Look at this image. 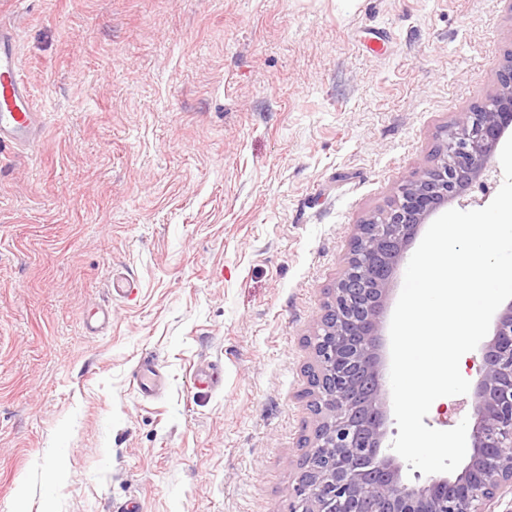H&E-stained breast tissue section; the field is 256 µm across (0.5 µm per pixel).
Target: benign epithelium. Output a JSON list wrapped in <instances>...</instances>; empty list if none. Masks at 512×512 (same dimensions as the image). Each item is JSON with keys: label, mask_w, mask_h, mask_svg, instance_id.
<instances>
[{"label": "benign epithelium", "mask_w": 512, "mask_h": 512, "mask_svg": "<svg viewBox=\"0 0 512 512\" xmlns=\"http://www.w3.org/2000/svg\"><path fill=\"white\" fill-rule=\"evenodd\" d=\"M497 91L448 125L436 165L357 225L346 266L318 318L311 379L319 421L305 444L290 512H495L512 496V300L481 347L471 399V451L461 473L410 485L385 453L381 324L394 270L420 224L485 173L512 127V59Z\"/></svg>", "instance_id": "obj_1"}]
</instances>
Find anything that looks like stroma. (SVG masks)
Instances as JSON below:
<instances>
[{"label": "stroma", "instance_id": "35a3bbf8", "mask_svg": "<svg viewBox=\"0 0 512 512\" xmlns=\"http://www.w3.org/2000/svg\"><path fill=\"white\" fill-rule=\"evenodd\" d=\"M0 21L42 114L0 148V512H288L356 226L495 90L512 0H0ZM483 180L449 208L494 199L499 157ZM133 380L137 393L149 399L154 397L162 387L164 376L154 359L144 358L133 369Z\"/></svg>", "mask_w": 512, "mask_h": 512}]
</instances>
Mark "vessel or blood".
<instances>
[{"label": "vessel or blood", "mask_w": 512, "mask_h": 512, "mask_svg": "<svg viewBox=\"0 0 512 512\" xmlns=\"http://www.w3.org/2000/svg\"><path fill=\"white\" fill-rule=\"evenodd\" d=\"M42 116L35 112L27 88L19 75L15 36L0 24V145L12 143L29 146ZM136 390L143 398L156 395L164 383L158 363L150 358L140 360L133 370Z\"/></svg>", "instance_id": "b4317fda"}]
</instances>
